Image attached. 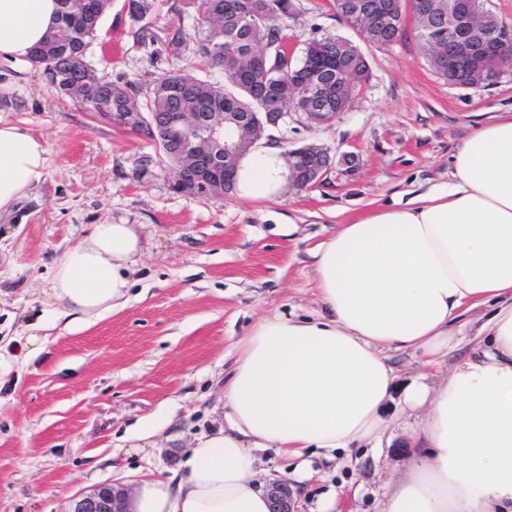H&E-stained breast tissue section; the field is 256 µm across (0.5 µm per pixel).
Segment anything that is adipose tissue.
<instances>
[{"label": "adipose tissue", "mask_w": 512, "mask_h": 512, "mask_svg": "<svg viewBox=\"0 0 512 512\" xmlns=\"http://www.w3.org/2000/svg\"><path fill=\"white\" fill-rule=\"evenodd\" d=\"M57 11L58 0H0V61H27ZM46 167L42 138L0 122V214ZM287 180L282 150L257 142L234 191L274 200ZM141 250L135 225H95L54 264L55 320L75 332L125 307ZM311 255L318 311L267 316L240 340L223 425L196 437L172 475L137 480L131 512H269L258 451L382 447L395 394L416 452L380 512H512V115L472 131L446 183L339 225ZM487 305L471 354L440 371L456 323ZM395 352L428 371L397 387Z\"/></svg>", "instance_id": "1"}]
</instances>
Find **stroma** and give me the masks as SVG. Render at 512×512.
I'll return each mask as SVG.
<instances>
[{
	"mask_svg": "<svg viewBox=\"0 0 512 512\" xmlns=\"http://www.w3.org/2000/svg\"><path fill=\"white\" fill-rule=\"evenodd\" d=\"M333 0H294L283 25L288 42L340 35L359 41ZM181 0H154L144 22L112 0L88 54L99 75L146 83L194 56L173 57L168 29L193 35ZM157 36L137 40L140 24ZM370 77L351 107L328 126L289 123L265 139L354 153L310 189L287 187L277 200L231 195L203 200L175 193L170 169L143 168L152 145L66 103L43 70L0 65V120L29 128L48 148L45 178L0 216V512H69L75 497L101 485H131L139 475L177 466L195 436L224 421V378L237 343L256 322L317 311L309 251L338 225L376 207L410 201L447 182L450 158L475 125L512 113V76L489 89L448 85L414 38L367 48ZM97 224H133L142 255L127 306L88 329L52 325L45 290L55 260ZM296 225L293 236L278 234ZM33 336L45 350L26 357ZM172 422L157 451L131 449L126 437L157 414ZM384 417L383 450L259 454L264 482L289 480L296 512H378L380 493L408 463L398 401ZM310 477L293 482L297 469Z\"/></svg>",
	"mask_w": 512,
	"mask_h": 512,
	"instance_id": "1",
	"label": "stroma"
}]
</instances>
